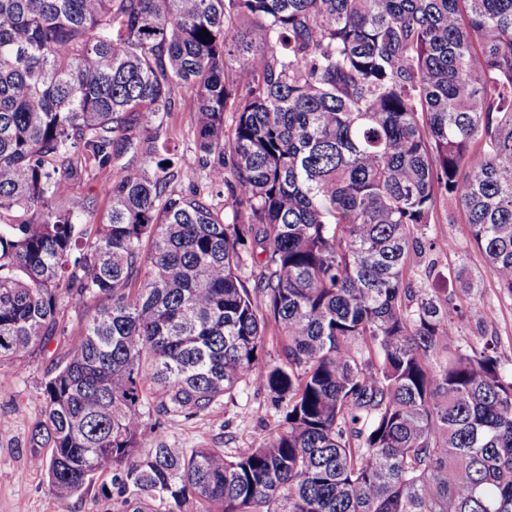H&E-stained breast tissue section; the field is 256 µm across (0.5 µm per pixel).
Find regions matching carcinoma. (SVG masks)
<instances>
[{
  "instance_id": "carcinoma-1",
  "label": "carcinoma",
  "mask_w": 512,
  "mask_h": 512,
  "mask_svg": "<svg viewBox=\"0 0 512 512\" xmlns=\"http://www.w3.org/2000/svg\"><path fill=\"white\" fill-rule=\"evenodd\" d=\"M186 92L209 187L177 191ZM108 167L92 226L65 187ZM445 198L512 296V0H0V361L93 304L30 435L58 499L512 512V367L462 334L484 298L409 278ZM243 387L281 413L259 444L158 439ZM196 107L193 96L186 94L180 101L178 112H174L163 127L162 136L168 138L171 147H175L180 154L187 156L191 163H194L193 144L190 136L191 115Z\"/></svg>"
}]
</instances>
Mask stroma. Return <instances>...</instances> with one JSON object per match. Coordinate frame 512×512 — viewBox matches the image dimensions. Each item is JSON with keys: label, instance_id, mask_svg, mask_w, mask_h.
I'll return each mask as SVG.
<instances>
[{"label": "stroma", "instance_id": "35a3bbf8", "mask_svg": "<svg viewBox=\"0 0 512 512\" xmlns=\"http://www.w3.org/2000/svg\"><path fill=\"white\" fill-rule=\"evenodd\" d=\"M429 232L458 245L457 250L436 254L438 269L465 268L482 291L484 326H466V335L476 339L484 332L496 334L503 363H512V299L499 294L480 253L465 248L469 226L455 201L440 202ZM52 367L48 356L34 357L21 369L0 361V419L11 424L9 433L0 435V512H112L111 502L99 491V481H92L63 503L32 462L30 432L41 416L40 387ZM279 419L267 395L247 388L235 401L215 406L204 415L166 421L160 436L175 448H249L262 440L263 426Z\"/></svg>", "mask_w": 512, "mask_h": 512}]
</instances>
